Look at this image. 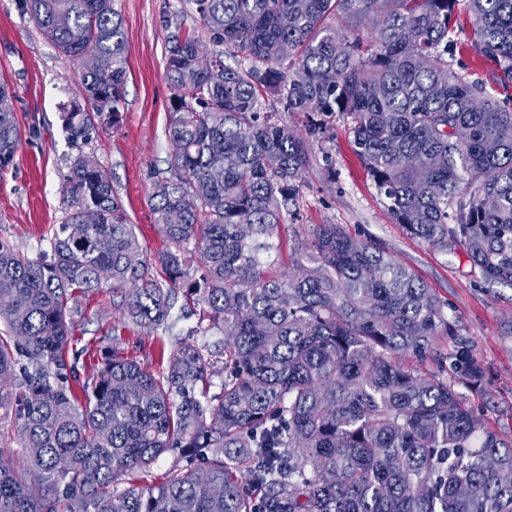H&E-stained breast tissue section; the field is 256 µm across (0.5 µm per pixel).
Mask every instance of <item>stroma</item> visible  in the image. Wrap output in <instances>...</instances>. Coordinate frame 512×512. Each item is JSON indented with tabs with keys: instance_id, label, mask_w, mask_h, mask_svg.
I'll list each match as a JSON object with an SVG mask.
<instances>
[{
	"instance_id": "stroma-1",
	"label": "stroma",
	"mask_w": 512,
	"mask_h": 512,
	"mask_svg": "<svg viewBox=\"0 0 512 512\" xmlns=\"http://www.w3.org/2000/svg\"><path fill=\"white\" fill-rule=\"evenodd\" d=\"M123 16L127 39L125 104L119 123L94 134L84 152L94 153L112 175L130 223L135 224L147 256L166 247L148 204L155 177L170 173L172 145L166 135L172 91L164 78L167 37L182 30L205 36L191 0H114ZM448 50V67L478 82L486 94L512 104V84L499 80L497 63L484 56L465 12H458ZM82 65L64 57L22 12L17 0H0V78L16 93V116L22 144L13 165L0 173V241L35 258L47 248L54 225L65 218L62 186L72 146L62 127L64 107L83 103ZM331 138L316 143L288 204V221L280 230V249L266 266L269 273L286 270L295 250L303 247L313 225L337 224L346 232L376 242L396 261L411 268L445 304L451 327L436 337L423 371L436 370L439 356L449 355L455 337L469 340L485 370L480 389L462 388L485 426L512 441V286L488 283L464 243L434 249L395 223L372 177L354 153L349 120L336 115ZM79 346L93 353L111 345L113 327L125 354L149 367L159 352H173L187 342L194 319L178 321L170 334L128 331L112 305V290L83 298L75 316Z\"/></svg>"
}]
</instances>
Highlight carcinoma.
Returning <instances> with one entry per match:
<instances>
[{
    "mask_svg": "<svg viewBox=\"0 0 512 512\" xmlns=\"http://www.w3.org/2000/svg\"><path fill=\"white\" fill-rule=\"evenodd\" d=\"M192 2L220 50L197 71L200 39L169 36L179 152L148 197L170 244L158 274L110 172L83 151L49 250L32 259L0 243V417H14L23 448L0 450V512H512V482L498 475L512 472V443L448 381L409 365L448 334L433 289L337 224L313 229L293 271L265 270L296 179L339 112L395 223L440 250L467 244L487 281L512 285V107L448 69L460 0ZM18 4L64 56L98 53L81 75L94 111L60 115L71 142L117 124L127 41L113 0ZM465 7L512 83V0ZM268 93L306 118L305 135L264 110ZM20 144L1 78L0 171ZM109 284L123 324L151 332L172 326L183 289L202 308L192 333L224 354L220 391H207V342L182 344L156 371L115 345L79 381L74 304ZM450 360L460 381L480 383L467 341ZM176 449L181 462L145 482Z\"/></svg>",
    "mask_w": 512,
    "mask_h": 512,
    "instance_id": "cac0c4a2",
    "label": "carcinoma"
}]
</instances>
